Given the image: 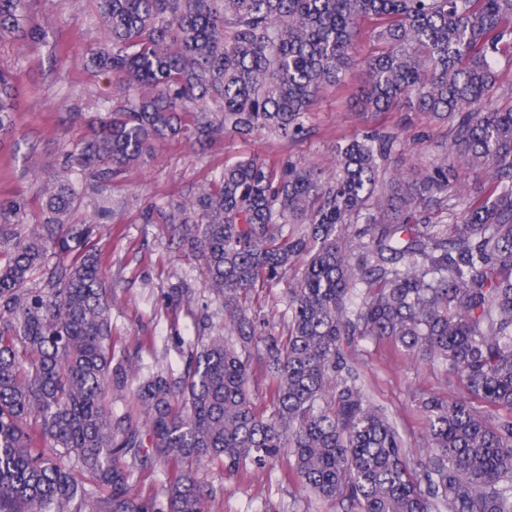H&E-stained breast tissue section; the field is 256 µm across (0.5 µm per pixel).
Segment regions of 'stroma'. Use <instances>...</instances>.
I'll use <instances>...</instances> for the list:
<instances>
[{"mask_svg": "<svg viewBox=\"0 0 512 512\" xmlns=\"http://www.w3.org/2000/svg\"><path fill=\"white\" fill-rule=\"evenodd\" d=\"M31 8L42 25L39 37L19 40L0 53V63L15 74L20 103L15 131L0 138V204L23 202L20 220L25 224L41 218L40 176L59 169L84 131L74 111L96 115L101 103L120 99L116 78L82 64L103 32L91 0H32ZM363 86L358 71L350 72L342 87L324 86L304 121L303 136L287 139L262 131L243 140L227 134L204 146L176 138L159 144L145 164L104 183L103 193L123 206L90 243L103 253L112 284L115 356H136L141 375L160 371L175 381L197 341L192 312L223 323L222 301L206 288L194 257L166 222L164 211L191 196L224 165L260 156L328 170L338 142L386 126L401 134L399 149L411 177L430 170L448 137L447 122L402 107L360 112L354 101ZM287 287L283 281L248 296L267 330L278 335L287 332ZM357 354L374 401L388 411L409 444L422 445L426 423L415 400L424 393L458 397L455 379L388 344L363 341ZM198 478L216 491L208 512H262L268 501L285 512H344L341 505L304 493L284 459L239 472L202 464Z\"/></svg>", "mask_w": 512, "mask_h": 512, "instance_id": "obj_1", "label": "stroma"}]
</instances>
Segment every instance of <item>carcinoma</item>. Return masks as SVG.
<instances>
[{
    "instance_id": "carcinoma-1",
    "label": "carcinoma",
    "mask_w": 512,
    "mask_h": 512,
    "mask_svg": "<svg viewBox=\"0 0 512 512\" xmlns=\"http://www.w3.org/2000/svg\"><path fill=\"white\" fill-rule=\"evenodd\" d=\"M30 0H0V45L38 35ZM107 28L87 69L125 78L121 105L91 123L73 162L100 181L191 132L303 130L318 89L359 67L361 107L448 119V148L419 181L393 165L400 134L336 146L331 175L250 157L203 182L166 220L186 244L224 325L202 336L184 375L137 378L115 359L112 295L93 249L100 206L73 224L83 184L45 177L41 220L0 206V512H205L204 462L238 472L281 456L302 490L345 512H512V104L499 100L512 0H95ZM381 45L360 55V27ZM201 104L192 129L182 120ZM15 75L0 65V135L15 126ZM482 169V186L448 168ZM288 282V330L266 333L242 296ZM44 276L40 288L31 276ZM399 345L455 375L463 395L423 394L415 452L375 405L350 348ZM272 389L250 390L253 360ZM138 379L143 425L107 398ZM179 466L161 492L133 493L123 458L146 448ZM253 374L252 398L261 411L268 413L270 411L268 380L264 377L262 366L256 362L253 364Z\"/></svg>"
}]
</instances>
